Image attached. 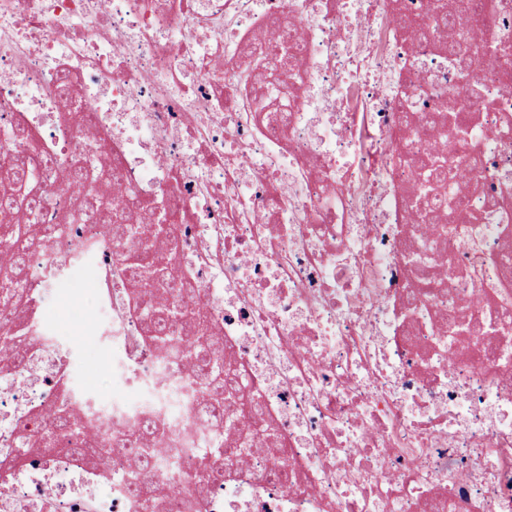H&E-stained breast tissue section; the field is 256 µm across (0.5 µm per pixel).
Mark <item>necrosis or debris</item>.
<instances>
[{
	"mask_svg": "<svg viewBox=\"0 0 512 512\" xmlns=\"http://www.w3.org/2000/svg\"><path fill=\"white\" fill-rule=\"evenodd\" d=\"M492 2L475 93L440 35L408 38L448 0H0V173L37 156L31 226L59 229L27 254L26 359L0 364V464L23 457L0 512H186L202 449L227 441L196 512H512V0ZM272 19L302 35L259 74L283 127L234 104ZM425 115L469 171L466 212L421 213ZM108 158L122 189L178 203L167 298L197 289L239 379L223 423L145 341L106 225L62 221L112 195ZM97 159V183L60 189ZM59 287L83 303L66 324L41 304ZM71 323L111 397L74 385ZM62 408L75 430L55 431ZM149 421L143 469L115 440ZM50 431L56 451L25 447Z\"/></svg>",
	"mask_w": 512,
	"mask_h": 512,
	"instance_id": "necrosis-or-debris-1",
	"label": "necrosis or debris"
}]
</instances>
